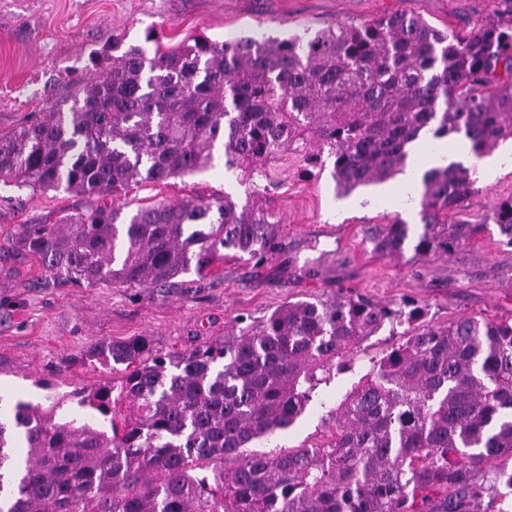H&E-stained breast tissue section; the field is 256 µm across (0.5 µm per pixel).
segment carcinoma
Instances as JSON below:
<instances>
[{"label": "carcinoma", "mask_w": 512, "mask_h": 512, "mask_svg": "<svg viewBox=\"0 0 512 512\" xmlns=\"http://www.w3.org/2000/svg\"><path fill=\"white\" fill-rule=\"evenodd\" d=\"M81 91L0 138L1 183L114 197L201 172L220 146L225 167L251 174L326 150L347 194L404 172L423 135L461 134L477 156L512 137V14L463 35L395 13L288 38L196 36L151 58L104 49ZM422 187L421 231L377 224L374 253L449 255L484 231L448 223L475 192L468 168L432 169ZM260 196L128 214L103 203L27 224L12 247L57 280L166 287L228 252L276 255L280 221ZM491 220L512 246V197ZM419 318L413 303L405 319L350 295L290 303L176 355L146 336L97 342L85 360L124 374L72 393L87 422L56 421L52 393L0 420V512H504L512 471L490 462L512 459V322L410 326ZM387 325L406 339L327 411L326 445L248 450L291 428L333 365Z\"/></svg>", "instance_id": "obj_1"}]
</instances>
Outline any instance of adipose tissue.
Instances as JSON below:
<instances>
[{"label":"adipose tissue","mask_w":512,"mask_h":512,"mask_svg":"<svg viewBox=\"0 0 512 512\" xmlns=\"http://www.w3.org/2000/svg\"><path fill=\"white\" fill-rule=\"evenodd\" d=\"M412 157L404 173L400 176L399 186L405 198H417L420 193V175L428 168L445 165L447 159H463L472 167L480 182H487L494 172L503 166L512 167V145L504 147L496 157H475L468 143H460L453 153H433L422 156L420 148H412Z\"/></svg>","instance_id":"adipose-tissue-1"}]
</instances>
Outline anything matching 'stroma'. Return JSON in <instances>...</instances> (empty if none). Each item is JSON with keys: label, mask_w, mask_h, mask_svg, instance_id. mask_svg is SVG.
<instances>
[{"label": "stroma", "mask_w": 512, "mask_h": 512, "mask_svg": "<svg viewBox=\"0 0 512 512\" xmlns=\"http://www.w3.org/2000/svg\"><path fill=\"white\" fill-rule=\"evenodd\" d=\"M512 11V0H0V136L29 123L35 113L68 109L91 51L111 38L147 53L171 49L202 34L216 41L242 36L285 38L305 30L360 23L393 13H414L440 30L466 32ZM158 29L160 43L146 41ZM332 163L307 164L291 154L270 162L262 184L285 247L265 261L225 258L216 274L191 287L78 286L54 280L35 260L10 248L25 224H56L88 211L99 197L70 191L32 192L0 184V404L39 401L44 386L64 397L112 378L109 368L85 361L95 342L150 337L163 353L185 352L223 336L240 317L259 321L291 302L362 295L392 307L417 300L424 319L443 324L461 315L512 319V246L495 231L481 234L446 257L401 259L374 254L364 239L372 224L421 221L396 181L338 194ZM246 175L216 158L209 169L168 183L129 190L130 208L175 203L196 194L247 200ZM367 196L368 207H354ZM512 196V168L477 185L458 219L484 222L495 204ZM316 263L320 274L304 269ZM389 330L364 342L348 365L333 370L313 393L310 407L264 452L308 448L328 439L336 406L373 359L397 344Z\"/></svg>", "instance_id": "35a3bbf8"}]
</instances>
